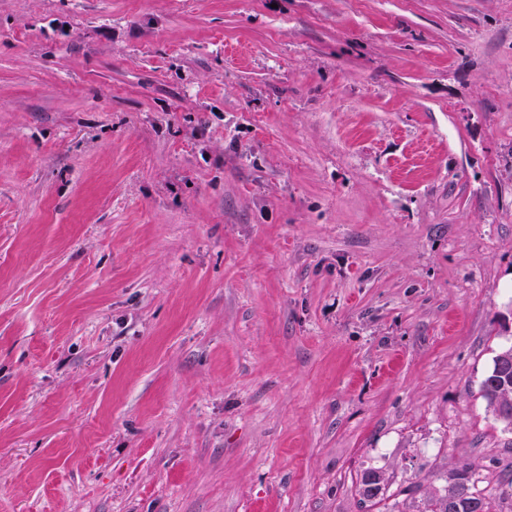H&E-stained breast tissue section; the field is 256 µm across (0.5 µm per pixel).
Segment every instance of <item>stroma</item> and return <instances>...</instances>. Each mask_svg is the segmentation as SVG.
<instances>
[{
  "label": "stroma",
  "mask_w": 512,
  "mask_h": 512,
  "mask_svg": "<svg viewBox=\"0 0 512 512\" xmlns=\"http://www.w3.org/2000/svg\"><path fill=\"white\" fill-rule=\"evenodd\" d=\"M512 0H0V512L497 488ZM481 396L495 419L512 432V345L502 347L481 383ZM358 492L367 509L376 508L384 500L385 495L383 479L379 472L374 469L366 470L360 479Z\"/></svg>",
  "instance_id": "35a3bbf8"
}]
</instances>
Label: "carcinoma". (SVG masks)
<instances>
[{
    "label": "carcinoma",
    "instance_id": "cac0c4a2",
    "mask_svg": "<svg viewBox=\"0 0 512 512\" xmlns=\"http://www.w3.org/2000/svg\"><path fill=\"white\" fill-rule=\"evenodd\" d=\"M481 396L495 419L512 432V345L502 347L493 357L481 383ZM445 482L442 493L429 500L422 512H502L493 492L477 488L471 465L455 466L448 472ZM358 492L366 508H376L385 495L379 472L365 471Z\"/></svg>",
    "mask_w": 512,
    "mask_h": 512
}]
</instances>
